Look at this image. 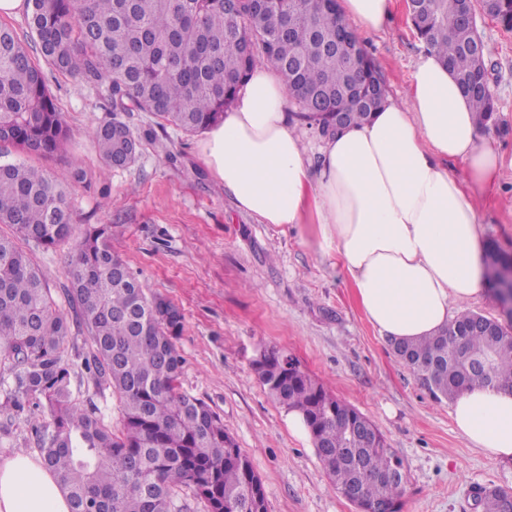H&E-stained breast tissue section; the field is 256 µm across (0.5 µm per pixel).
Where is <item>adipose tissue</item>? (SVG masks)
Listing matches in <instances>:
<instances>
[{
	"label": "adipose tissue",
	"instance_id": "adipose-tissue-1",
	"mask_svg": "<svg viewBox=\"0 0 512 512\" xmlns=\"http://www.w3.org/2000/svg\"><path fill=\"white\" fill-rule=\"evenodd\" d=\"M394 0H339L342 18L380 32ZM274 63L257 66L223 120L198 144L212 177L241 212L262 223L310 225L317 253L341 266L365 317L390 342L447 328L489 291L483 194L512 155L487 144L470 101L433 51L406 99L310 146ZM464 167L457 177L452 164ZM456 429L487 457L512 460V391L475 386L457 397ZM0 512H71L42 460L0 461Z\"/></svg>",
	"mask_w": 512,
	"mask_h": 512
}]
</instances>
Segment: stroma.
Segmentation results:
<instances>
[{
    "label": "stroma",
    "mask_w": 512,
    "mask_h": 512,
    "mask_svg": "<svg viewBox=\"0 0 512 512\" xmlns=\"http://www.w3.org/2000/svg\"><path fill=\"white\" fill-rule=\"evenodd\" d=\"M478 29L491 50L499 122L484 135L511 152L512 31L483 15ZM364 40L388 94L405 99L426 46L403 0L386 30ZM45 75L72 138L66 152L30 158V165L59 177L73 165L86 170V182L72 195L74 224L111 225L112 249L132 275L180 308L181 388L222 416L261 478L267 512H354L312 442L291 434L287 410L258 380L254 363L272 346L382 433L406 473L401 512H475L478 488L512 489V462L488 458L457 431L449 402L433 401L394 355L359 308L342 269L308 244L306 227L264 224L237 210L199 155L200 134L160 127L145 112L126 117L142 135L136 163L100 176L92 132L112 117L106 85L87 86L51 68ZM481 232L492 248L512 255V169L503 171L495 197L485 202ZM72 248L68 241L30 252L64 311ZM90 351L87 335L70 333L65 360L74 372L73 399L97 406L119 428V396L84 372ZM18 453H39L31 422L0 414V460Z\"/></svg>",
    "instance_id": "obj_1"
}]
</instances>
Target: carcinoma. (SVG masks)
Wrapping results in <instances>:
<instances>
[{
    "mask_svg": "<svg viewBox=\"0 0 512 512\" xmlns=\"http://www.w3.org/2000/svg\"><path fill=\"white\" fill-rule=\"evenodd\" d=\"M33 46L0 24V148L54 155L69 129L51 95L35 50L55 70L82 83L109 79L112 121L93 133L106 175L135 162L140 137L120 112H147L159 126L195 134L218 122L259 63L276 64L295 101L311 104L315 129L336 131L334 114L357 123L386 97L385 80L364 41L328 0H26ZM465 0H420L413 26L436 49L471 99L478 122L495 120L491 88L473 93L488 75L489 49L463 24L448 21L468 10ZM492 19L512 30V0H492ZM87 173L75 166L63 178L22 162L0 161V364L9 389L0 412L42 409L32 424L41 459L67 494L71 512H183L189 489L206 512H266L261 478L250 458L206 402L180 391L184 359L176 339L179 308L127 278L126 262L112 252L111 225L89 224L68 258L70 320L58 309L48 281L22 244L49 249L70 238L73 186ZM489 318L459 313L448 328L404 342L400 360L440 403L469 386L512 390V324L489 331ZM86 331L92 354L84 369L123 404L114 430L98 407L76 406L64 361L71 325ZM457 341L485 354L475 369L454 351ZM255 362L260 383L288 410L299 412L316 454L341 493L359 483L366 512H395L406 479L388 473L402 461L383 435L376 445L349 432L360 412L329 393L309 374H288V355L272 347ZM481 512H512V495L483 491Z\"/></svg>",
    "mask_w": 512,
    "mask_h": 512,
    "instance_id": "carcinoma-1",
    "label": "carcinoma"
}]
</instances>
